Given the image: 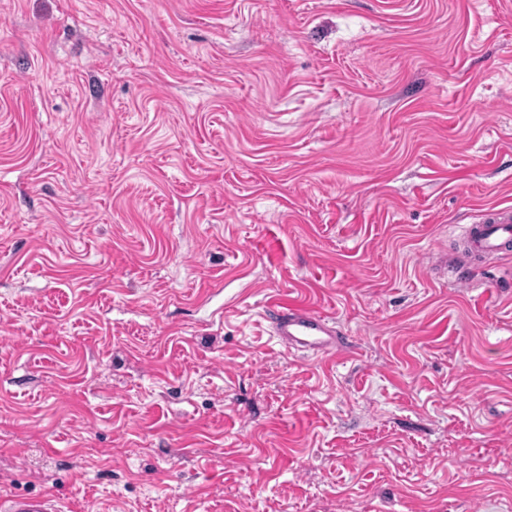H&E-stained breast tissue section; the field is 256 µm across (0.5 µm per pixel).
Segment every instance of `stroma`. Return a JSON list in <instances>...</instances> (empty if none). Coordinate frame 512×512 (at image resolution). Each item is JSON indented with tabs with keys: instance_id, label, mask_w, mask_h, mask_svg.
Returning <instances> with one entry per match:
<instances>
[{
	"instance_id": "35a3bbf8",
	"label": "stroma",
	"mask_w": 512,
	"mask_h": 512,
	"mask_svg": "<svg viewBox=\"0 0 512 512\" xmlns=\"http://www.w3.org/2000/svg\"><path fill=\"white\" fill-rule=\"evenodd\" d=\"M487 207L512 0H0V495L512 512V254L448 280ZM272 336L283 352H310L316 356L350 349V342L332 321L295 302L277 298L267 307Z\"/></svg>"
}]
</instances>
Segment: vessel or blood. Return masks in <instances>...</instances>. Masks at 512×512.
Here are the masks:
<instances>
[{"instance_id":"vessel-or-blood-1","label":"vessel or blood","mask_w":512,"mask_h":512,"mask_svg":"<svg viewBox=\"0 0 512 512\" xmlns=\"http://www.w3.org/2000/svg\"><path fill=\"white\" fill-rule=\"evenodd\" d=\"M464 260L449 259L448 277L469 283L485 258L512 249V210L491 209L467 225L462 238ZM272 335L284 353L309 352L316 356L349 350L350 343L332 321L295 302L278 298L267 307ZM0 512H56L43 497H14L0 501Z\"/></svg>"}]
</instances>
